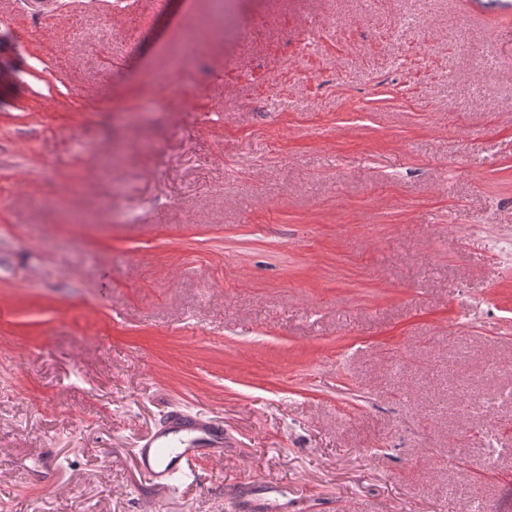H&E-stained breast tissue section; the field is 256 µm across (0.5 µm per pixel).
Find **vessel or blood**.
I'll return each instance as SVG.
<instances>
[{
  "label": "vessel or blood",
  "mask_w": 512,
  "mask_h": 512,
  "mask_svg": "<svg viewBox=\"0 0 512 512\" xmlns=\"http://www.w3.org/2000/svg\"><path fill=\"white\" fill-rule=\"evenodd\" d=\"M227 445L222 421L172 407L160 425L139 441L137 462L149 485L167 493L175 476L189 470L197 459L222 460Z\"/></svg>",
  "instance_id": "b4317fda"
}]
</instances>
